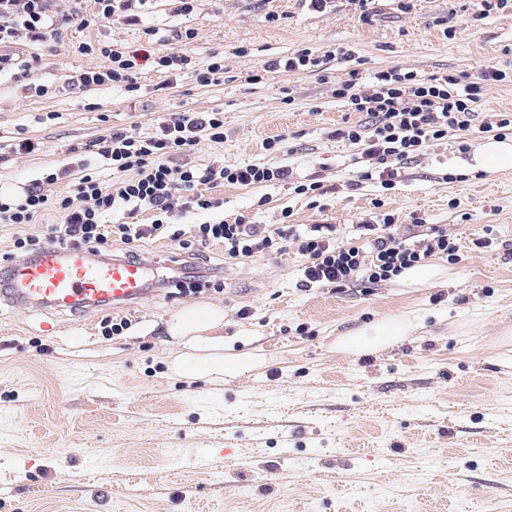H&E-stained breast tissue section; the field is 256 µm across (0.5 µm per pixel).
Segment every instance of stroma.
Returning <instances> with one entry per match:
<instances>
[{
	"label": "stroma",
	"instance_id": "1",
	"mask_svg": "<svg viewBox=\"0 0 512 512\" xmlns=\"http://www.w3.org/2000/svg\"><path fill=\"white\" fill-rule=\"evenodd\" d=\"M173 8L149 0L139 26L104 22L69 29L51 49L13 46L32 67L0 74V145L36 137L42 150L1 157V191L62 166L71 146L109 127L147 134L173 113L220 111L223 143L201 141L189 163L286 165L326 188H214L225 222L332 224L341 244L390 214L443 230L460 260L439 259L440 279L418 288L394 278L303 291L296 246L238 263L214 245L204 256L222 291L179 296L168 281L188 255L151 238L136 248L151 295L134 309L69 316L1 303L0 512H512V337L502 336L512 328V170H471L485 134H470L463 154L451 136L386 190L359 180L351 149L330 137L362 119L336 96L350 72L464 80L512 64V9L483 17L473 0H371L364 21L354 0L321 12L303 0ZM184 27L197 30L194 42L176 39ZM87 39L136 56V99L73 88L91 63L74 46ZM302 48L320 58L315 70L267 72ZM163 50L201 67L221 54L227 78L203 85L188 72L166 87ZM29 82L48 94H27ZM276 137L272 154L264 144ZM487 235L492 247H471ZM200 302L223 307L226 345L259 355V367L221 384L170 372L166 323ZM118 315L129 328L103 338L101 320ZM404 317L413 327L391 349L336 348L356 328Z\"/></svg>",
	"mask_w": 512,
	"mask_h": 512
}]
</instances>
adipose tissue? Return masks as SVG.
I'll list each match as a JSON object with an SVG mask.
<instances>
[{"mask_svg": "<svg viewBox=\"0 0 512 512\" xmlns=\"http://www.w3.org/2000/svg\"><path fill=\"white\" fill-rule=\"evenodd\" d=\"M409 326L406 320L376 322L344 337L339 346L353 353L385 349L407 335ZM167 331L179 346L171 366L184 376L220 381L256 366L249 355L226 352L224 310L218 305L199 303L183 308L170 318Z\"/></svg>", "mask_w": 512, "mask_h": 512, "instance_id": "ef3b65f1", "label": "adipose tissue"}]
</instances>
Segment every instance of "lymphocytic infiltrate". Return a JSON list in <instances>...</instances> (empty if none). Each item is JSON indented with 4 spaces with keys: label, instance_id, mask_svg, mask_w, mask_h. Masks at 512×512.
I'll use <instances>...</instances> for the list:
<instances>
[{
    "label": "lymphocytic infiltrate",
    "instance_id": "f902f5d3",
    "mask_svg": "<svg viewBox=\"0 0 512 512\" xmlns=\"http://www.w3.org/2000/svg\"><path fill=\"white\" fill-rule=\"evenodd\" d=\"M84 10L83 0H0V73L20 68L5 54V46L24 41L52 47L64 31L85 29L105 21L138 25L147 0H92ZM79 54L104 57L108 63L83 70L75 79L82 89L112 86L133 93L139 90L135 57L98 41L80 42ZM507 68L492 66L475 80L461 82L453 76L422 79L397 69L377 72L371 86L362 87L351 75L336 91L351 111L365 113L364 122L336 128L332 136L352 148L366 162L362 179H378L384 189L395 187L400 162L414 158L430 144L449 133L467 131L489 86L505 81ZM208 140H224V115L220 112L176 113L159 123L154 132L141 134L133 128L115 127L98 139L82 144L76 167L63 166L34 179L21 196L0 193V224L16 229L13 246L17 253L31 256L41 247L79 246L92 255L110 253L113 242L129 245L163 235L180 249H206L223 244L225 258L238 260L258 253L282 252V243L294 238L306 262L299 282L303 288L341 289L355 283H376L398 276L403 269L443 257L454 262L460 246L435 227L408 224L397 227L392 215L382 223L362 225L364 242L336 244L330 224H313L294 233L238 218L234 223L206 221L185 231L175 222L176 211H213L223 199L201 193V186L224 185L264 187L279 183L295 194L323 192L321 182L295 180L286 165L244 164L227 167L212 164L198 168L187 163L188 153ZM102 161L113 174L101 179L92 160ZM67 180L65 196H50L45 186ZM55 212L58 223L45 233L35 232L37 219ZM148 212L152 221L135 223Z\"/></svg>",
    "mask_w": 512,
    "mask_h": 512
}]
</instances>
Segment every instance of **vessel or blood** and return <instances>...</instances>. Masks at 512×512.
Returning <instances> with one entry per match:
<instances>
[{
	"mask_svg": "<svg viewBox=\"0 0 512 512\" xmlns=\"http://www.w3.org/2000/svg\"><path fill=\"white\" fill-rule=\"evenodd\" d=\"M0 302L60 313L131 308L148 295L145 264L99 259L80 248L44 246L29 258L0 266Z\"/></svg>",
	"mask_w": 512,
	"mask_h": 512,
	"instance_id": "obj_1",
	"label": "vessel or blood"
}]
</instances>
